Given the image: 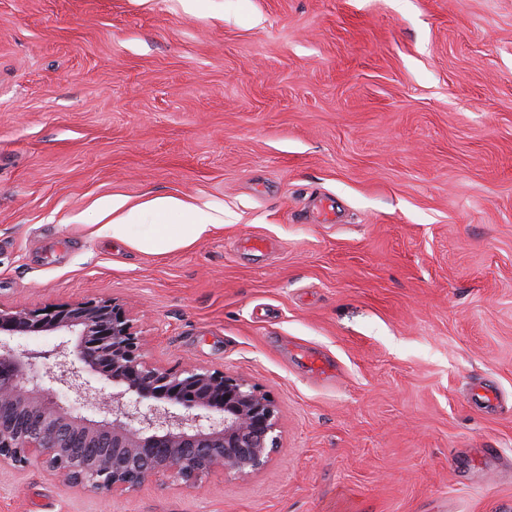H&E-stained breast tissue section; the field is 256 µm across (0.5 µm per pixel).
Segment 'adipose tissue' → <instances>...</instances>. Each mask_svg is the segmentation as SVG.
I'll list each match as a JSON object with an SVG mask.
<instances>
[{"mask_svg": "<svg viewBox=\"0 0 512 512\" xmlns=\"http://www.w3.org/2000/svg\"><path fill=\"white\" fill-rule=\"evenodd\" d=\"M99 208L111 217L99 228V235L130 244L146 255L190 245L216 225L211 213L171 195H156L137 205L115 196L102 199Z\"/></svg>", "mask_w": 512, "mask_h": 512, "instance_id": "adipose-tissue-1", "label": "adipose tissue"}]
</instances>
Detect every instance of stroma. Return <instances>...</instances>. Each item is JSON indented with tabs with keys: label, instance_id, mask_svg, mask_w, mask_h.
<instances>
[{
	"label": "stroma",
	"instance_id": "obj_1",
	"mask_svg": "<svg viewBox=\"0 0 512 512\" xmlns=\"http://www.w3.org/2000/svg\"><path fill=\"white\" fill-rule=\"evenodd\" d=\"M156 195L224 222L99 236ZM90 299L279 446L114 496L2 466L0 512H512V0H0V306ZM99 209L112 213V221L103 224L98 234L131 244L146 255L173 251L205 238L216 224L215 217L199 206L171 195H156L138 205L126 198L112 196L99 202ZM176 219L174 224L172 219ZM147 224L146 231L132 235L135 225Z\"/></svg>",
	"mask_w": 512,
	"mask_h": 512
}]
</instances>
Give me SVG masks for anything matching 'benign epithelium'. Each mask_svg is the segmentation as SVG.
<instances>
[{
  "label": "benign epithelium",
  "instance_id": "1",
  "mask_svg": "<svg viewBox=\"0 0 512 512\" xmlns=\"http://www.w3.org/2000/svg\"><path fill=\"white\" fill-rule=\"evenodd\" d=\"M57 334L49 350L18 336ZM144 339L124 307L87 300L48 308L0 307V466L33 461L71 483L108 495L149 481L196 483L221 471L263 467L277 447L278 410L248 380L194 366L164 369L143 355ZM46 372L64 397L34 375ZM112 382L100 396L83 374ZM98 405L109 417L78 412Z\"/></svg>",
  "mask_w": 512,
  "mask_h": 512
}]
</instances>
